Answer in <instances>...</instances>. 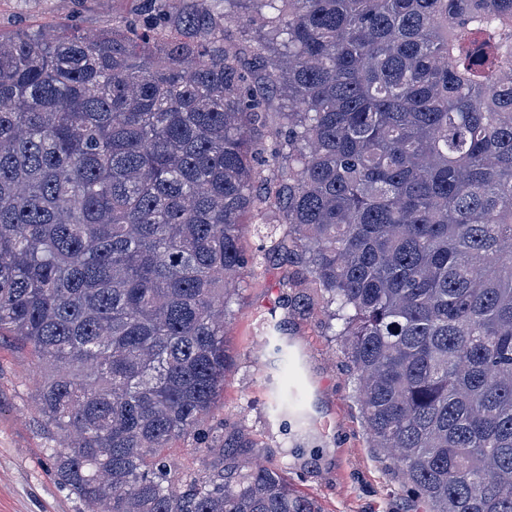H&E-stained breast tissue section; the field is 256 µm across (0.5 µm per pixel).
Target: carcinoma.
I'll use <instances>...</instances> for the list:
<instances>
[{"label": "carcinoma", "instance_id": "cac0c4a2", "mask_svg": "<svg viewBox=\"0 0 512 512\" xmlns=\"http://www.w3.org/2000/svg\"><path fill=\"white\" fill-rule=\"evenodd\" d=\"M259 215L304 267L282 287L341 322L407 491L512 512V0H143L98 32L0 30V340L48 369L52 470L90 512H321L197 434ZM185 437L219 466L182 468ZM245 28L242 22H228L224 24V35L229 42L239 46L244 62L250 66H254L257 65V60L251 52L250 43L244 33Z\"/></svg>", "mask_w": 512, "mask_h": 512}]
</instances>
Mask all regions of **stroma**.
<instances>
[{"mask_svg":"<svg viewBox=\"0 0 512 512\" xmlns=\"http://www.w3.org/2000/svg\"><path fill=\"white\" fill-rule=\"evenodd\" d=\"M139 0H0V28L29 33L50 21L75 20L96 29L135 15ZM269 230L246 225L241 246L254 266L229 306L224 328L230 365L209 428L223 435L225 462L260 460L280 469L289 485L322 512H425L389 460L370 448L358 383L328 326L319 289L304 291L292 310L283 281L301 267L278 251H261ZM296 365L299 410L287 409L285 373L272 344ZM36 358L0 341V512H84L54 477L34 393Z\"/></svg>","mask_w":512,"mask_h":512,"instance_id":"stroma-1","label":"stroma"}]
</instances>
